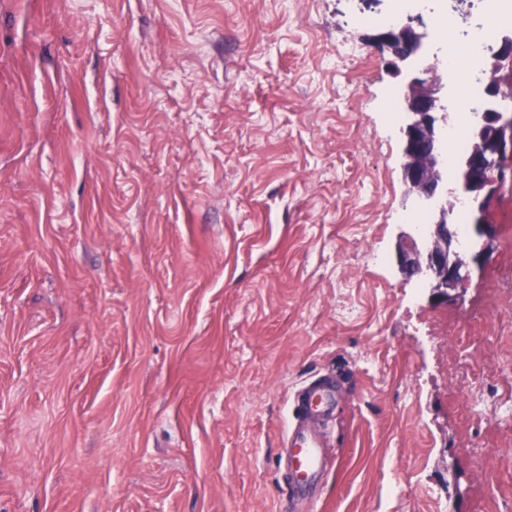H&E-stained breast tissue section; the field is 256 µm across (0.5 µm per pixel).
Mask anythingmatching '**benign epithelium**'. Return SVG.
Here are the masks:
<instances>
[{"label": "benign epithelium", "mask_w": 512, "mask_h": 512, "mask_svg": "<svg viewBox=\"0 0 512 512\" xmlns=\"http://www.w3.org/2000/svg\"><path fill=\"white\" fill-rule=\"evenodd\" d=\"M425 35L407 19L380 29L371 43L390 56L389 64L402 77L396 97L402 126L401 168L405 197L413 209L426 213L418 234L400 232L394 262L405 282L425 289L432 305L458 299L472 273L484 270L495 248L496 225L490 209L499 191L493 174L500 159L512 155V113L499 108L503 86H512V37H504L486 61L484 109L470 129V149L457 162L448 182V157L443 131L448 125V83L436 71L418 66ZM470 208V243L460 246L454 224L456 204Z\"/></svg>", "instance_id": "7a95c632"}]
</instances>
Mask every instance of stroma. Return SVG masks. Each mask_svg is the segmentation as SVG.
<instances>
[{"label": "stroma", "mask_w": 512, "mask_h": 512, "mask_svg": "<svg viewBox=\"0 0 512 512\" xmlns=\"http://www.w3.org/2000/svg\"><path fill=\"white\" fill-rule=\"evenodd\" d=\"M389 9L0 0V512H277L340 372L312 512L512 505V322L443 355L391 260L400 79L337 63ZM301 407L306 415L314 420L323 416L336 406V386L333 381L322 380L301 394Z\"/></svg>", "instance_id": "stroma-1"}]
</instances>
